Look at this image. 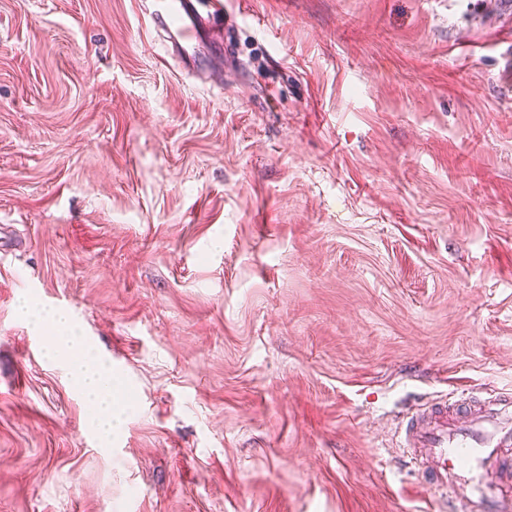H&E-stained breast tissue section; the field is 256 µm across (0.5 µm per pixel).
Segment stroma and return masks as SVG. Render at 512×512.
Listing matches in <instances>:
<instances>
[{
    "label": "stroma",
    "instance_id": "1",
    "mask_svg": "<svg viewBox=\"0 0 512 512\" xmlns=\"http://www.w3.org/2000/svg\"><path fill=\"white\" fill-rule=\"evenodd\" d=\"M222 2L186 77L138 0H0V512H435L397 417L512 390V15ZM19 310L22 315L32 318L39 329L50 330L48 353L66 360L79 393L98 406L99 410L92 416L88 427L89 432L100 445L111 447L112 435L119 433L126 422V406L114 396L112 367L84 346L67 313L42 311L31 301H25Z\"/></svg>",
    "mask_w": 512,
    "mask_h": 512
}]
</instances>
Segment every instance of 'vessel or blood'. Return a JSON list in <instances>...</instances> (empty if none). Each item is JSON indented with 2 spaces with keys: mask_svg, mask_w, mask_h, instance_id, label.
<instances>
[{
  "mask_svg": "<svg viewBox=\"0 0 512 512\" xmlns=\"http://www.w3.org/2000/svg\"><path fill=\"white\" fill-rule=\"evenodd\" d=\"M167 55L195 72L205 35L223 18L219 0H148ZM396 446L439 512H512V394L465 390L400 419Z\"/></svg>",
  "mask_w": 512,
  "mask_h": 512,
  "instance_id": "obj_1",
  "label": "vessel or blood"
}]
</instances>
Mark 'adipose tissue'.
I'll use <instances>...</instances> for the list:
<instances>
[{
    "label": "adipose tissue",
    "instance_id": "ef3b65f1",
    "mask_svg": "<svg viewBox=\"0 0 512 512\" xmlns=\"http://www.w3.org/2000/svg\"><path fill=\"white\" fill-rule=\"evenodd\" d=\"M20 312L32 318L39 329L50 331L48 353L66 360L79 393L98 407L89 432L100 445L111 447L112 436L121 431L126 416L125 405L114 396L111 367L92 355L79 340L67 313L45 311L31 302L23 303Z\"/></svg>",
    "mask_w": 512,
    "mask_h": 512
}]
</instances>
